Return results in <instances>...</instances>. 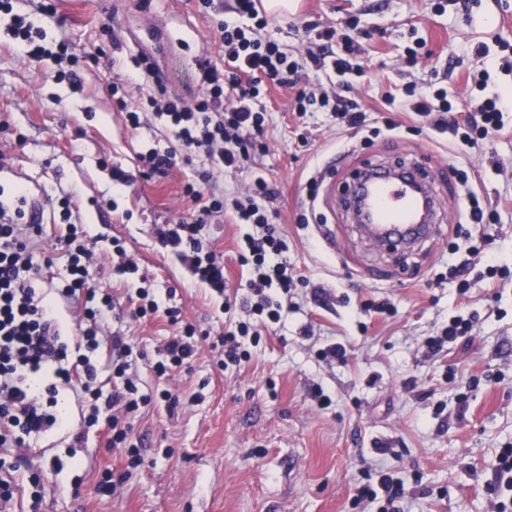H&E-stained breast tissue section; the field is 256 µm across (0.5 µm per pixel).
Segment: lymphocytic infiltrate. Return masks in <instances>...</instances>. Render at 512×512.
<instances>
[{
  "mask_svg": "<svg viewBox=\"0 0 512 512\" xmlns=\"http://www.w3.org/2000/svg\"><path fill=\"white\" fill-rule=\"evenodd\" d=\"M2 10L13 15L9 33L24 56H43L46 49L41 43V29L28 16L15 13L12 0H0ZM269 24L270 18L258 9L257 0H233L217 23L224 63L219 66L207 58L199 61L204 92L193 102L167 100L162 93V74L144 58L136 60V71L126 84L142 78L152 80L157 96L132 107L127 102L126 85L112 88L131 128H140L142 114L152 113L180 145L176 151L152 148L142 155L151 174L167 175L177 163L178 152L206 154L210 170L182 189L195 207V218L167 225L161 237L187 272L216 295H223L228 284L224 259L201 236V226L228 211L242 229L237 249L238 262L249 273L250 293L242 301L248 317L237 321L221 338L227 367L250 360V345L259 344L262 328L280 321L282 300L294 281L288 273V245L270 220L268 205L276 196L272 184L258 175L244 198H229L216 191L214 175L240 170L255 152L265 151V88H296L295 103L301 113L317 102L315 93L299 87V64L287 46L264 37ZM507 110L512 111V95H493L477 106V123L463 129L452 127L451 132L459 145L475 147L499 128L501 115ZM24 217L23 211L0 200V447L19 448L28 436L65 427L60 391L76 383L92 400L84 425L93 427L99 420H107L112 431L107 447L123 449L130 464H138L130 419L141 399L137 379L130 371L132 348L124 337L112 338L111 393L93 386L98 377L93 357L99 346L96 325L113 309L111 294L92 286L88 279L96 254L87 247L82 228L68 225L64 243L70 283L61 295L81 298L79 317L86 327L78 337L64 336L55 302L39 293L32 282L30 273L35 263L29 238L39 233L40 227L25 223ZM168 315L171 322L182 323L183 329L166 342L165 357L154 366L161 378L181 370L196 350L194 325L182 322L180 310H169ZM355 501L377 504L378 512H405L404 482L380 472L378 482L368 481L358 488Z\"/></svg>",
  "mask_w": 512,
  "mask_h": 512,
  "instance_id": "1",
  "label": "lymphocytic infiltrate"
}]
</instances>
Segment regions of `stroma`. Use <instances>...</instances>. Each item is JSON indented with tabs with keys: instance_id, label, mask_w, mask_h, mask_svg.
I'll return each mask as SVG.
<instances>
[{
	"instance_id": "obj_1",
	"label": "stroma",
	"mask_w": 512,
	"mask_h": 512,
	"mask_svg": "<svg viewBox=\"0 0 512 512\" xmlns=\"http://www.w3.org/2000/svg\"><path fill=\"white\" fill-rule=\"evenodd\" d=\"M230 4L214 0L204 15L196 0H58L55 18L38 23L47 44L68 40L77 55L78 91L56 81L53 58H23L8 34L11 16L0 13V199L21 203L41 224L43 266L34 281L56 298L70 336L78 321L58 298L69 283L60 238L71 222L95 240L90 278L116 302L101 333L126 336L139 391L151 398L132 421L141 463L130 468L122 450L106 448L101 427L85 428L74 393L62 391L66 429L8 451L18 490L0 512H363L353 504L356 486L374 463L404 480L410 512H490L495 453L512 442V281L480 274L491 256L512 264V112L501 130L464 152L403 102L411 85L444 90L448 121L464 124L487 93L512 90V0H305L266 28L302 58L316 41L309 22L340 30L358 20L365 75L347 76L345 95L368 121L356 131L326 109L293 114L291 90L271 88L267 152L219 177L232 196L257 172L276 188L272 221L288 242L296 280L281 321L238 369L220 366L215 344L241 311L225 310L192 281L157 234L192 214L182 186L208 160L196 153L166 178L142 176L140 154L173 142L149 113L140 129L127 127L112 98L113 83L147 52L148 31L160 27L165 62L177 74L167 93L195 100L202 93L195 60L204 53L221 61L216 23ZM411 47L422 54L414 67L404 62ZM416 163L428 169L440 200L439 231L405 252L376 248L352 220L346 189L360 168ZM116 170L130 176L128 187L114 188ZM314 181L320 204L312 209L306 200ZM471 191L499 220L470 259L475 283L462 295L446 276L454 261L448 244L479 232L463 221ZM66 192L74 196L68 218L59 203ZM202 234L223 256L231 291L246 296L238 226L224 216ZM115 238L134 256L136 274H113L106 250ZM143 287L160 311L139 321L130 309ZM380 301L394 313L366 311ZM171 306L196 325L198 349L164 381L153 365L179 331L164 313ZM455 316L473 317L471 331L432 352L428 338ZM336 343L345 360L321 358ZM163 387L178 395L176 406L154 400ZM382 446L389 455H379ZM108 468L118 488L96 495Z\"/></svg>"
}]
</instances>
